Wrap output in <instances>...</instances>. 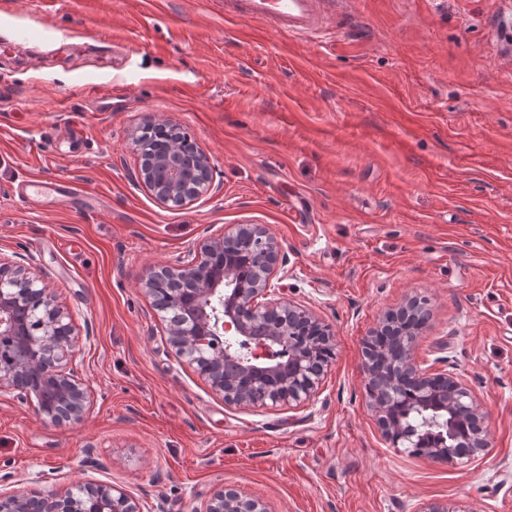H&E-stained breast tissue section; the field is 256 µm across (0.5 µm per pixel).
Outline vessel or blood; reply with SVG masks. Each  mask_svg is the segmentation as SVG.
<instances>
[{"label": "vessel or blood", "instance_id": "obj_1", "mask_svg": "<svg viewBox=\"0 0 512 512\" xmlns=\"http://www.w3.org/2000/svg\"><path fill=\"white\" fill-rule=\"evenodd\" d=\"M344 0H224L225 15L261 21L292 36H312L332 28Z\"/></svg>", "mask_w": 512, "mask_h": 512}]
</instances>
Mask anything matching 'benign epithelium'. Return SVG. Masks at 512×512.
<instances>
[{"instance_id": "benign-epithelium-1", "label": "benign epithelium", "mask_w": 512, "mask_h": 512, "mask_svg": "<svg viewBox=\"0 0 512 512\" xmlns=\"http://www.w3.org/2000/svg\"><path fill=\"white\" fill-rule=\"evenodd\" d=\"M136 177L162 205L183 207L213 189L210 157L199 147L173 155L161 145L141 163ZM257 244L251 287H234L233 268L224 257L245 244ZM286 256L276 238L259 224H239L207 240L189 261L177 259L151 269L141 287L152 292L165 281L174 296L189 301L186 317L169 320L168 342L176 355L197 365L224 406L235 409H297L319 393L329 363L318 349H334L333 327L314 312L285 297ZM426 307L417 302L388 311L365 340L364 375L372 387L371 406L379 428L392 436L389 406L395 394L412 384L434 393V411L451 422L472 426V439L458 448L435 449L434 458L450 463L475 457L487 446L488 425L471 391L448 374H427L413 362L412 349L425 324ZM226 336L246 340L248 362L223 352ZM0 338L11 340L13 358L0 366V392L21 400L35 398L36 413L58 425L85 415L90 392L73 362L75 336L69 311L37 285L27 268L0 258ZM0 512H153L149 504L110 485L84 483L64 495L0 492ZM204 512H269L266 502L226 486L205 503Z\"/></svg>"}]
</instances>
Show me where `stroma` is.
I'll use <instances>...</instances> for the list:
<instances>
[{"instance_id": "obj_1", "label": "stroma", "mask_w": 512, "mask_h": 512, "mask_svg": "<svg viewBox=\"0 0 512 512\" xmlns=\"http://www.w3.org/2000/svg\"><path fill=\"white\" fill-rule=\"evenodd\" d=\"M312 37L224 0H0V257L72 314L77 424L0 393V491L124 489L192 512L233 485L272 512H512V0H347ZM172 121L216 191L158 203L132 137ZM58 180L68 195L19 196ZM239 224L288 256V299L336 333L316 398L225 407L141 280ZM425 300L417 365L455 374L487 446L448 464L382 434L364 342Z\"/></svg>"}]
</instances>
